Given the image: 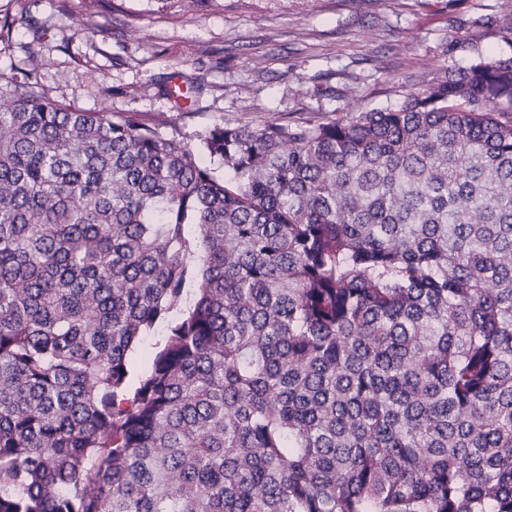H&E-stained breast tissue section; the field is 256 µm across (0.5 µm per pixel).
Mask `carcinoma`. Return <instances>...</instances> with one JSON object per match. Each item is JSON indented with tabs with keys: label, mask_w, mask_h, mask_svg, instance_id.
Segmentation results:
<instances>
[{
	"label": "carcinoma",
	"mask_w": 512,
	"mask_h": 512,
	"mask_svg": "<svg viewBox=\"0 0 512 512\" xmlns=\"http://www.w3.org/2000/svg\"><path fill=\"white\" fill-rule=\"evenodd\" d=\"M44 64L0 71V512H512L511 56L198 151Z\"/></svg>",
	"instance_id": "obj_1"
}]
</instances>
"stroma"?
<instances>
[{"mask_svg":"<svg viewBox=\"0 0 512 512\" xmlns=\"http://www.w3.org/2000/svg\"><path fill=\"white\" fill-rule=\"evenodd\" d=\"M4 19L0 69L38 53L51 98L135 113L195 150L217 124L394 108L446 68L512 55V0H0Z\"/></svg>","mask_w":512,"mask_h":512,"instance_id":"obj_1","label":"stroma"}]
</instances>
